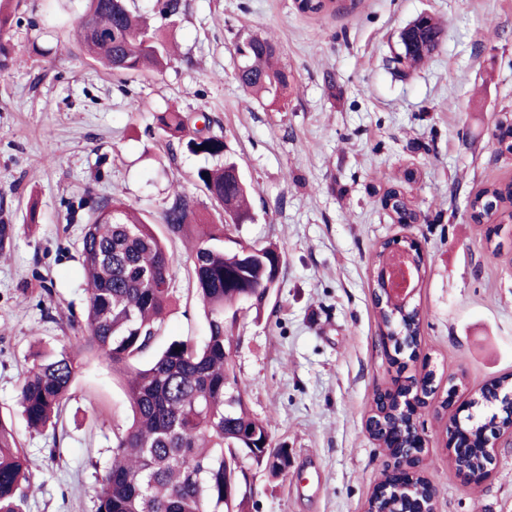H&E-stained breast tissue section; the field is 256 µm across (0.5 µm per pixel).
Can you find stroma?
Instances as JSON below:
<instances>
[{
    "instance_id": "obj_1",
    "label": "stroma",
    "mask_w": 512,
    "mask_h": 512,
    "mask_svg": "<svg viewBox=\"0 0 512 512\" xmlns=\"http://www.w3.org/2000/svg\"><path fill=\"white\" fill-rule=\"evenodd\" d=\"M163 24L178 50L162 73L107 70L73 37L85 0H9L0 41V224L13 227L0 252V412L10 414L33 474L25 512H94L96 472L129 415L126 387L90 354L56 431H31L19 386L37 351L79 344L86 283L81 240L97 205L117 198L164 232L173 191L214 203L196 186L204 157L157 132L154 115L211 119L226 158L251 187L253 219L230 231L274 245L283 265L262 307L226 311V347L246 408L288 451L287 476L243 461L251 487L242 512H363L388 458L364 419L374 392L434 370L457 386L456 407L512 376V223L474 224L469 199L512 182V156L495 154L498 115L512 113V0H338L299 13L294 0H185ZM442 24L438 49L408 75L389 59L417 16ZM274 41L294 83L278 98L247 94L235 79V44ZM138 109H131L130 100ZM405 193L424 217L396 224L379 204L405 170ZM504 237L498 256L486 238ZM412 239L426 272L416 360L400 364L381 341L369 291L372 258L388 239ZM173 302L145 365L172 340L202 343L207 324L188 263L171 272ZM52 293H45V285ZM453 414L425 410V470L437 512H512V446L490 478L467 487L448 464Z\"/></svg>"
}]
</instances>
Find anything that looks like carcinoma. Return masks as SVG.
I'll list each match as a JSON object with an SVG mask.
<instances>
[{
    "label": "carcinoma",
    "instance_id": "cac0c4a2",
    "mask_svg": "<svg viewBox=\"0 0 512 512\" xmlns=\"http://www.w3.org/2000/svg\"><path fill=\"white\" fill-rule=\"evenodd\" d=\"M303 14H320L335 8L333 0H295ZM185 9L184 0H155L164 20H175ZM440 26L421 16L399 35L403 44L399 64L415 68L439 46ZM75 38L92 58L126 74L146 68L161 71L171 58L167 38L160 28L147 26L130 0H88ZM240 64L236 79L252 94L277 95L291 85V72L278 65L279 48L257 35L238 41ZM159 136L182 144L192 154L213 161L197 171L201 191L227 216L220 224L200 217L193 197L175 192L161 213L167 238L190 243L186 260L192 267L195 293L208 326L203 345L173 340L143 369L133 361L144 353L164 327L171 303L170 270L180 261L146 217L132 213L119 200L103 201L94 211L81 243L87 278L84 342L43 356L27 371L19 389V405L27 427L55 429L80 368L83 353L108 360L112 372L126 379L132 419L116 438L103 474L96 478L95 512H236L237 487L231 504L224 503V476L241 481L245 458L272 477L288 474V449L272 446L267 425L248 413L237 389L231 358L226 351L224 312L246 300L261 305L266 292L276 286L282 255L275 246L225 245L227 227L252 217L248 189L236 166L224 160V139L190 128L180 112L156 117ZM499 155H512V128H498ZM393 199L390 218L398 224L412 220L401 185L386 187ZM470 220L483 224L492 218L512 222V184H492L469 201ZM389 260L386 245L373 258L371 296L381 331L407 352L419 346L416 307L395 312L383 295L382 271ZM433 371L423 369L402 380L405 389L428 391ZM376 417L386 433L368 434L392 452L410 444L411 420L417 413L400 411L392 403L377 405ZM499 411L501 425L512 418L501 410L498 393L483 388L474 396V415L467 426L479 435L486 412ZM476 448H458L451 463L456 470L484 467ZM386 491L369 503L371 512H403L407 493L382 481ZM32 491L23 448L13 426L0 416V512H24Z\"/></svg>",
    "mask_w": 512,
    "mask_h": 512
}]
</instances>
